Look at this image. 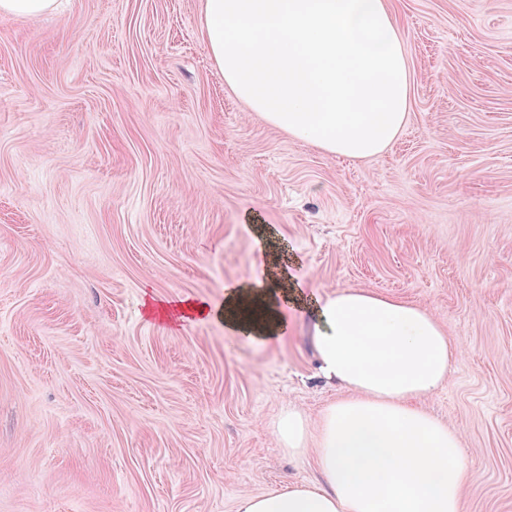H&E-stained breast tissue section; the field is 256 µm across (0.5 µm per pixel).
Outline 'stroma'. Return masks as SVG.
Returning <instances> with one entry per match:
<instances>
[{"mask_svg":"<svg viewBox=\"0 0 512 512\" xmlns=\"http://www.w3.org/2000/svg\"><path fill=\"white\" fill-rule=\"evenodd\" d=\"M390 5L409 112L366 160L250 112L203 0L0 18V512H237L317 479L273 436L344 395L306 318L259 345L143 308L263 279L258 223L315 293L435 317L456 353L420 405L461 435L465 512H512V0Z\"/></svg>","mask_w":512,"mask_h":512,"instance_id":"stroma-1","label":"stroma"}]
</instances>
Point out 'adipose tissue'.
Listing matches in <instances>:
<instances>
[{
  "instance_id": "ef3b65f1",
  "label": "adipose tissue",
  "mask_w": 512,
  "mask_h": 512,
  "mask_svg": "<svg viewBox=\"0 0 512 512\" xmlns=\"http://www.w3.org/2000/svg\"><path fill=\"white\" fill-rule=\"evenodd\" d=\"M201 31L239 98L327 153L375 156L406 120L408 52L385 0H205ZM292 311L312 318L321 371L346 395L317 424L288 407L274 425L283 452L314 456L321 483L246 497L238 512H463L460 436L419 404L452 356L422 306L367 290L319 296L278 253L266 279L226 286L222 303L145 301L148 317L220 321L260 345L283 337Z\"/></svg>"
}]
</instances>
